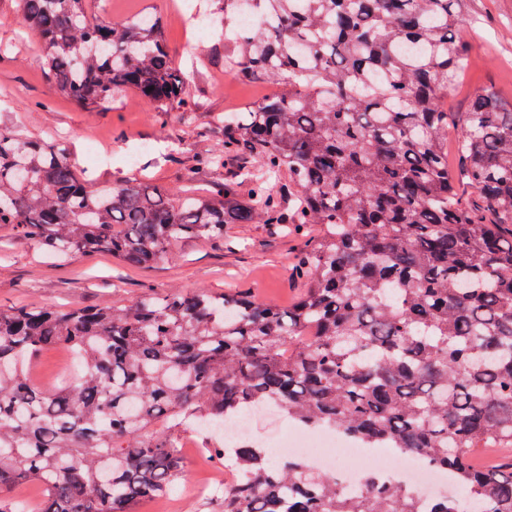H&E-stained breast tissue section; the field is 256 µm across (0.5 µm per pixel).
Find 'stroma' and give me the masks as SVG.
<instances>
[{
	"mask_svg": "<svg viewBox=\"0 0 512 512\" xmlns=\"http://www.w3.org/2000/svg\"><path fill=\"white\" fill-rule=\"evenodd\" d=\"M90 10L103 19L119 13L126 17L148 11L162 23L177 68L199 69L192 85L200 106L197 123L222 125L229 112L242 111L265 98L263 80L241 79L224 66V31L212 27L194 38L174 7V0H88ZM459 32L470 46L466 71L448 91V109L465 111L481 89L501 92L512 102V0H462ZM0 99L7 101L13 118L28 135L52 141L74 140L111 153L104 166L79 158L81 168L99 174L128 170L127 156L138 145L172 146L176 152L164 166L149 169L151 179L172 190L185 189V149L193 142L192 129L181 113H169L166 124L156 123L150 105L131 93H119L111 109H88L60 96L50 80L33 34L19 30V0H0ZM224 242L182 245L154 268L125 270L121 283H113L118 263L107 256L56 258L37 244L7 228H0V305L52 303L62 309L91 306L105 301H130L145 285L157 291L204 288L224 292L246 288L259 299L290 301L299 291L289 274L294 241L277 236L266 224H239L224 234ZM34 384L51 388L75 371L68 352L52 348L28 365ZM179 442L187 471L176 478L165 496L140 505L139 512H207L217 497H196L197 485L223 482L222 470L200 456L204 435L181 429Z\"/></svg>",
	"mask_w": 512,
	"mask_h": 512,
	"instance_id": "35a3bbf8",
	"label": "stroma"
}]
</instances>
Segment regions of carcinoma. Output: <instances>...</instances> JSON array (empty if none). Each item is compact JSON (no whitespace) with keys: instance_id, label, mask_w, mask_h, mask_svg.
<instances>
[{"instance_id":"cac0c4a2","label":"carcinoma","mask_w":512,"mask_h":512,"mask_svg":"<svg viewBox=\"0 0 512 512\" xmlns=\"http://www.w3.org/2000/svg\"><path fill=\"white\" fill-rule=\"evenodd\" d=\"M263 18L224 64L282 90L224 116V139L185 171H224L178 195L133 173L90 178L77 148L0 114V226L55 257L106 254L152 268L178 244L269 224L302 243L286 306L247 292L159 293L61 310L0 307V490L36 480L38 512H135L186 463L177 429L268 405L451 473L473 512H512V107L491 89L450 112L464 71L461 0H248ZM57 90L108 109L131 90L157 121L194 119L193 76L174 66L159 19L102 21L86 0H19ZM241 0H211L233 25ZM460 130L454 190L448 128ZM73 351L77 379L36 386L28 362ZM209 456L240 479L222 512H464L374 474L352 493L255 444Z\"/></svg>"}]
</instances>
